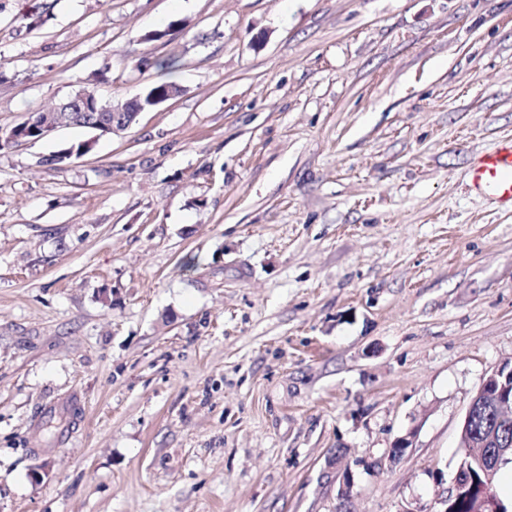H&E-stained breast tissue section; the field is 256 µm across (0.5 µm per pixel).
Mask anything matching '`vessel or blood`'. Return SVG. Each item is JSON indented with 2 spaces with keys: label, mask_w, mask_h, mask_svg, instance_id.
Segmentation results:
<instances>
[{
  "label": "vessel or blood",
  "mask_w": 512,
  "mask_h": 512,
  "mask_svg": "<svg viewBox=\"0 0 512 512\" xmlns=\"http://www.w3.org/2000/svg\"><path fill=\"white\" fill-rule=\"evenodd\" d=\"M470 187L499 207L512 209V139L477 153L465 174Z\"/></svg>",
  "instance_id": "obj_1"
}]
</instances>
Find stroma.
Returning a JSON list of instances; mask_svg holds the SVG:
<instances>
[{
    "mask_svg": "<svg viewBox=\"0 0 512 512\" xmlns=\"http://www.w3.org/2000/svg\"><path fill=\"white\" fill-rule=\"evenodd\" d=\"M41 2L0 134L180 93L0 150V512H440L512 361V0ZM141 99L142 94H138L126 100H112L108 101V105L105 108H102L95 97H91L88 93L84 92L55 107V112L69 113L71 122H77L74 125L89 128L90 126L86 124L78 123L86 112L88 113H86L85 123L109 116L108 121L112 119L110 123L100 122L91 125V127L105 134H117L130 128L138 115L145 110ZM470 187L501 208L512 209V139L477 153L465 174Z\"/></svg>",
    "mask_w": 512,
    "mask_h": 512,
    "instance_id": "obj_1",
    "label": "stroma"
}]
</instances>
